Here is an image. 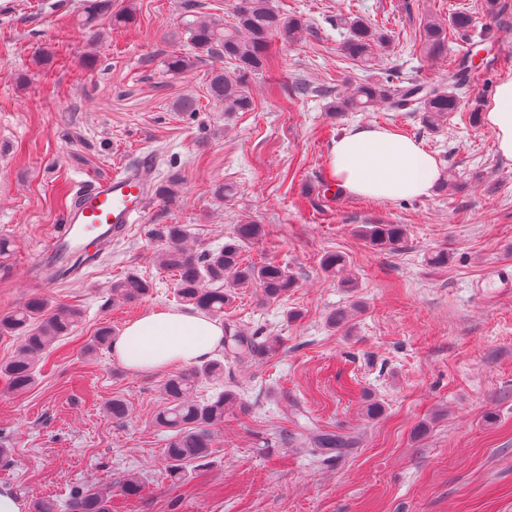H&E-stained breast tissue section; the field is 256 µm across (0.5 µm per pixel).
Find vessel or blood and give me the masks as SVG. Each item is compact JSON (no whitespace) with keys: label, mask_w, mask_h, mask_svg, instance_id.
Masks as SVG:
<instances>
[{"label":"vessel or blood","mask_w":512,"mask_h":512,"mask_svg":"<svg viewBox=\"0 0 512 512\" xmlns=\"http://www.w3.org/2000/svg\"><path fill=\"white\" fill-rule=\"evenodd\" d=\"M150 163L123 175L97 179L83 188L66 213L60 232L51 234L44 248L53 254L67 248H88L103 237H120L139 222L147 208Z\"/></svg>","instance_id":"obj_1"}]
</instances>
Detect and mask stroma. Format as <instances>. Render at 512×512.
Instances as JSON below:
<instances>
[{
    "instance_id": "obj_1",
    "label": "stroma",
    "mask_w": 512,
    "mask_h": 512,
    "mask_svg": "<svg viewBox=\"0 0 512 512\" xmlns=\"http://www.w3.org/2000/svg\"><path fill=\"white\" fill-rule=\"evenodd\" d=\"M271 3L309 28L274 42L275 66L249 85L253 111L228 114L207 96L211 61L179 75L164 68L171 53L188 50L186 22L223 14L228 0H112L90 34L82 0H0V239L12 245L0 259V314L38 285L66 199L148 157L154 178H178L175 199L149 197L142 221L79 278L38 285L54 303L79 308L82 321L39 362L28 392L14 394L0 378L8 455L0 484L26 502L60 504L72 485L96 484L111 489L112 512H512V291L475 288L491 267H512V162L464 112L431 133L406 112L329 110L344 78L361 74L341 50L346 19L391 33L390 51L376 59L395 80L437 84L448 65L425 58L424 21L465 7L483 27L485 0ZM124 8L135 22L113 25ZM495 38L499 62L469 91L485 103L512 76V10ZM187 95L195 111H178ZM357 123L421 142L452 184L422 199L324 194L331 143ZM220 185L228 195H216ZM245 216L265 229L247 258L287 266L296 286L275 302L240 288L225 308L226 321L281 343L232 368L223 385H199L201 399L236 390L246 409L225 416L205 465L174 486L163 456L169 434L154 423L165 374H133L111 352L84 346L101 325L119 332L147 311L175 307L174 276L159 263L167 243L155 228L185 225L189 243L214 249ZM362 224H401L406 235L377 251L358 236ZM441 250L450 261L437 268L428 258ZM328 252L344 257L343 273L322 270ZM128 272L151 280L152 293L108 303ZM339 308L352 312L349 330L328 323ZM115 397L130 409L120 422L105 412ZM370 400L383 407L374 419L363 414ZM301 425L353 435L357 445L313 454L293 440ZM130 475L145 484L134 498L120 492Z\"/></svg>"
}]
</instances>
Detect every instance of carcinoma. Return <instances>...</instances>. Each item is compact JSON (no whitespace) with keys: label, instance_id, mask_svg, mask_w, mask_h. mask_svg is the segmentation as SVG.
Segmentation results:
<instances>
[{"label":"carcinoma","instance_id":"obj_1","mask_svg":"<svg viewBox=\"0 0 512 512\" xmlns=\"http://www.w3.org/2000/svg\"><path fill=\"white\" fill-rule=\"evenodd\" d=\"M110 0H85L83 25H90L107 9ZM348 36L342 51L346 58L371 66L374 49L389 45L388 31L356 18L345 22ZM474 26L470 13L459 10L448 21L430 17L421 32L423 49L428 59L448 60L446 82L432 85L411 81L405 85L388 76L375 75L367 79H344L349 94L339 97L331 106L334 112H363L382 105L390 112L419 113L422 126L436 131L450 114L461 110L463 94L479 76V70L492 66L495 60L491 30L477 41L469 43L466 52L448 59V35L466 33ZM307 27L301 16H288L270 6L269 0H233L231 20L214 15L187 23L191 44L189 53H172L166 61V71L173 75L193 68L196 62L209 58H224V65L210 70L207 92L226 112H249L253 101L250 80L274 62L272 39L292 42ZM479 63L474 58L480 52ZM176 177L157 181L150 186L152 194L162 200L176 197ZM359 233L363 239L379 248L397 245L405 235L401 224H366ZM160 237L168 244L160 265L175 277L174 298L181 306L200 311L212 319L224 320V308L234 300V290L253 285L262 289L267 300L277 301L295 287V278L275 262H247L243 248L259 241L263 226L251 218L234 225L224 245L217 249H193L186 245L187 229L182 224H165ZM88 256L75 252L66 264L43 270L50 281L68 280L85 267ZM152 283L136 273H128L112 283V300L137 302L149 295ZM81 320L78 309L54 305L38 293L30 296L16 309L0 315V338L12 337L19 346L7 361L0 363V376L10 392L21 394L30 389L36 379L38 357L51 350L62 337L70 335ZM112 328L100 327L86 344V351L96 353L112 347ZM273 351L269 340L250 335L231 323L224 324L221 353L199 365L169 376L162 385L164 405L155 415V424L172 432L165 448L169 476L179 481L187 476V468L203 464L211 452L212 428L224 423V413L237 402L231 390L217 396L196 400L193 391L202 382L224 380V363L245 364L268 356ZM300 442L326 453H340L355 445L348 434L305 429ZM112 494L92 485L75 486L70 490L68 512H112Z\"/></svg>","mask_w":512,"mask_h":512}]
</instances>
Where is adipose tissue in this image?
Instances as JSON below:
<instances>
[{
	"mask_svg": "<svg viewBox=\"0 0 512 512\" xmlns=\"http://www.w3.org/2000/svg\"><path fill=\"white\" fill-rule=\"evenodd\" d=\"M483 122L501 158L512 162V76L497 85ZM328 162L342 193L373 200L427 197L441 178L438 161L420 142L372 124L352 126L336 138ZM223 339L216 320L188 310L154 309L125 325L112 354L133 373L155 374L210 359Z\"/></svg>",
	"mask_w": 512,
	"mask_h": 512,
	"instance_id": "adipose-tissue-1",
	"label": "adipose tissue"
}]
</instances>
